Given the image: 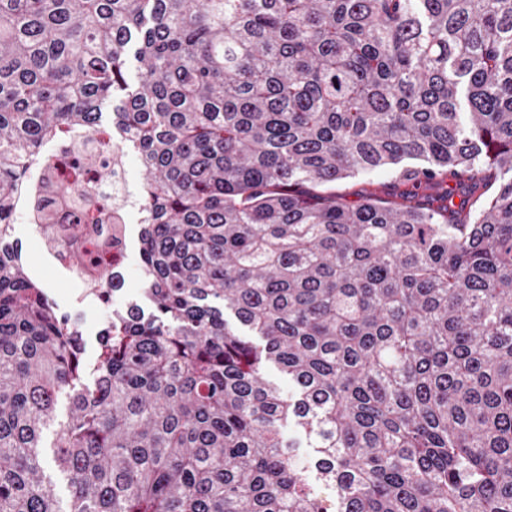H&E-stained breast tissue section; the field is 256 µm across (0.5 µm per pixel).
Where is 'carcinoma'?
Segmentation results:
<instances>
[{"mask_svg": "<svg viewBox=\"0 0 512 512\" xmlns=\"http://www.w3.org/2000/svg\"><path fill=\"white\" fill-rule=\"evenodd\" d=\"M73 131L146 173L150 312L113 314L91 383L9 224L53 137L36 215L68 241ZM382 167L497 188L317 191ZM0 512H512V0H0ZM484 176L483 173L471 172L465 173L461 177L453 178V177H439L434 182H438L439 186L435 188V190H420L419 200H424L422 195L424 194H435L436 191L439 193H444L448 191V193H453V201L458 204L460 202V194H459V185L460 183H471V182H480L481 178Z\"/></svg>", "mask_w": 512, "mask_h": 512, "instance_id": "cac0c4a2", "label": "carcinoma"}]
</instances>
